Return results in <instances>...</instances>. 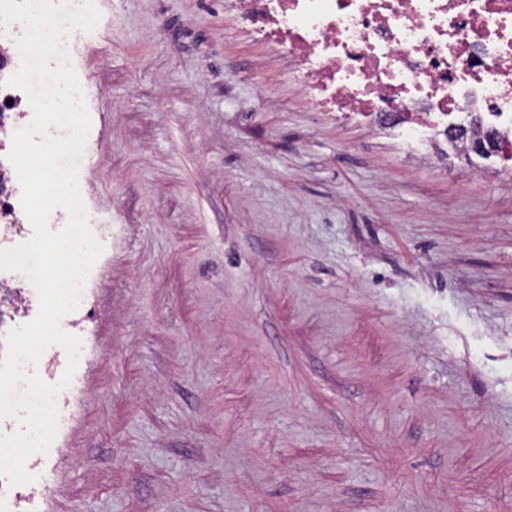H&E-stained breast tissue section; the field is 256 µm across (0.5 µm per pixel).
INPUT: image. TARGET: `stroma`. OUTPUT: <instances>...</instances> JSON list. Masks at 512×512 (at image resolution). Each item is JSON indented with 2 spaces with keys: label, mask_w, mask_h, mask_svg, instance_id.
Here are the masks:
<instances>
[{
  "label": "stroma",
  "mask_w": 512,
  "mask_h": 512,
  "mask_svg": "<svg viewBox=\"0 0 512 512\" xmlns=\"http://www.w3.org/2000/svg\"><path fill=\"white\" fill-rule=\"evenodd\" d=\"M97 7L112 238L26 512H512V183L312 111L224 0Z\"/></svg>",
  "instance_id": "stroma-1"
}]
</instances>
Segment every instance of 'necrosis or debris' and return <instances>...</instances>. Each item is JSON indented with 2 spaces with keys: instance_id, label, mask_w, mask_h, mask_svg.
Returning a JSON list of instances; mask_svg holds the SVG:
<instances>
[{
  "instance_id": "4bbe7bcc",
  "label": "necrosis or debris",
  "mask_w": 512,
  "mask_h": 512,
  "mask_svg": "<svg viewBox=\"0 0 512 512\" xmlns=\"http://www.w3.org/2000/svg\"><path fill=\"white\" fill-rule=\"evenodd\" d=\"M224 17L287 62L314 111L390 129L436 164L449 128H489L512 168V0H226ZM11 61L0 49V134L33 118Z\"/></svg>"
}]
</instances>
